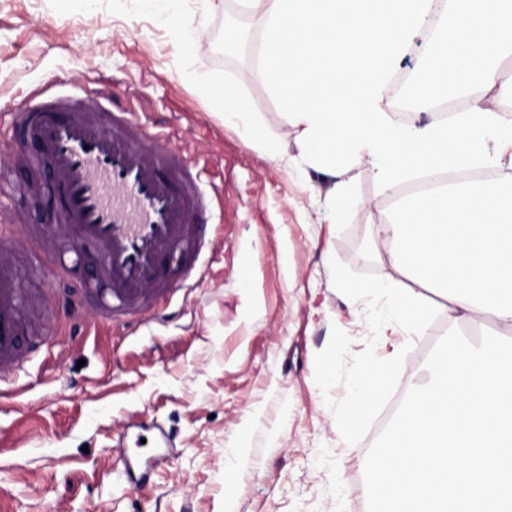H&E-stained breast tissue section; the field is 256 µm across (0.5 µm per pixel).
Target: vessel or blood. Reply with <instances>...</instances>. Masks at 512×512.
I'll use <instances>...</instances> for the list:
<instances>
[{"mask_svg":"<svg viewBox=\"0 0 512 512\" xmlns=\"http://www.w3.org/2000/svg\"><path fill=\"white\" fill-rule=\"evenodd\" d=\"M133 114L120 105L89 106L71 95L31 97L11 122L15 141L34 138L39 156L18 153L22 167H48L62 192L52 223L32 228L35 238L92 246L107 299L101 321L150 325L162 301L205 279L198 262L201 229L224 188L208 169L167 146L157 129L131 134ZM172 253L185 259L181 283L164 271ZM19 262L0 250V392L14 388L28 361L19 336L23 293Z\"/></svg>","mask_w":512,"mask_h":512,"instance_id":"vessel-or-blood-1","label":"vessel or blood"}]
</instances>
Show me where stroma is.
Wrapping results in <instances>:
<instances>
[{
    "label": "stroma",
    "instance_id": "35a3bbf8",
    "mask_svg": "<svg viewBox=\"0 0 512 512\" xmlns=\"http://www.w3.org/2000/svg\"><path fill=\"white\" fill-rule=\"evenodd\" d=\"M210 36L235 16L243 42L177 49L141 0H0V115L33 90L118 98L135 132L159 127L170 148L224 174V225L200 261L206 280L161 303L150 327L98 325L81 286L97 266L91 247L58 267L23 230L60 208L47 170L16 167L0 129V176L12 187L38 178L39 194L0 192V246L17 253L31 347L14 391L0 396V512H366L365 457L388 421L387 403L421 377L426 355L406 347L367 418L337 420L362 367L376 353L379 300L348 294L335 277L390 282L385 253L363 250L405 186L381 196L367 161L350 172V205L328 233L333 181L300 154L277 103L254 75L260 19L234 0L207 13L202 0H162ZM252 71L243 93L277 151L245 145L192 80L221 83ZM40 257L27 263L28 254ZM142 435L158 461L148 479L127 475L122 434Z\"/></svg>",
    "mask_w": 512,
    "mask_h": 512
}]
</instances>
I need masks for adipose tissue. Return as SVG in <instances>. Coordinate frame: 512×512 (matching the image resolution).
Returning a JSON list of instances; mask_svg holds the SVG:
<instances>
[{"instance_id": "ef3b65f1", "label": "adipose tissue", "mask_w": 512, "mask_h": 512, "mask_svg": "<svg viewBox=\"0 0 512 512\" xmlns=\"http://www.w3.org/2000/svg\"><path fill=\"white\" fill-rule=\"evenodd\" d=\"M432 0H240L261 16L260 74L297 146L337 178L328 203L341 216L350 198L343 177L356 160L378 171L391 193L415 174L429 186L412 194L371 237L407 277L405 285L348 284L350 293L382 295L380 353L366 369L339 424L362 420L396 361L399 337L422 335L428 307L419 291L445 296L449 314L512 332V176L492 182L439 184L451 168H512V78L498 63L512 56V0H450L448 20L417 77L405 88L418 104L479 89L452 121L396 124L382 87L420 31ZM225 121L260 144L249 120L242 79L215 86L199 79Z\"/></svg>"}]
</instances>
